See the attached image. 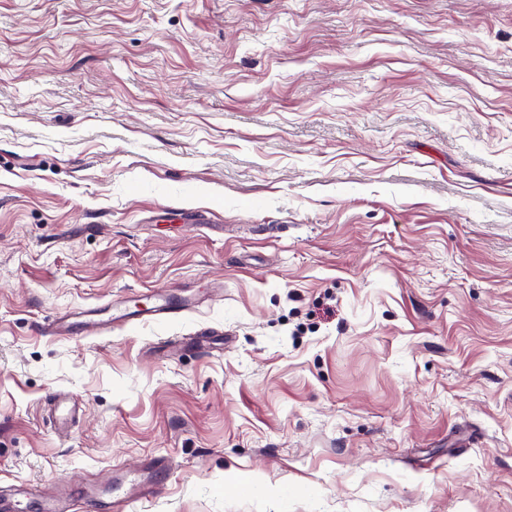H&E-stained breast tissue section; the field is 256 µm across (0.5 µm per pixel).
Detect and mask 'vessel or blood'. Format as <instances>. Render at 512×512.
I'll return each instance as SVG.
<instances>
[{
	"mask_svg": "<svg viewBox=\"0 0 512 512\" xmlns=\"http://www.w3.org/2000/svg\"><path fill=\"white\" fill-rule=\"evenodd\" d=\"M191 308L189 302L165 295L144 297L141 306L124 307L101 318L97 308L86 307L73 314H60L49 320L45 330L59 337H89L109 333L113 322L136 327L145 321H169L182 317ZM44 408L56 434L69 435L84 413L83 401L65 389L55 390L44 402ZM171 461L165 456L142 460L136 467L114 471L111 489L86 485L71 491L64 481H57L47 493L28 492L27 498L40 512H131L135 504L153 498L169 473Z\"/></svg>",
	"mask_w": 512,
	"mask_h": 512,
	"instance_id": "1",
	"label": "vessel or blood"
}]
</instances>
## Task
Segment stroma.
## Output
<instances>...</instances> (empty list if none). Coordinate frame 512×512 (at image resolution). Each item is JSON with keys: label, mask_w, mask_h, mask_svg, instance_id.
Segmentation results:
<instances>
[{"label": "stroma", "mask_w": 512, "mask_h": 512, "mask_svg": "<svg viewBox=\"0 0 512 512\" xmlns=\"http://www.w3.org/2000/svg\"><path fill=\"white\" fill-rule=\"evenodd\" d=\"M131 289L195 307L42 331ZM158 454L133 512H512V0H0V486ZM44 408L54 432L58 435H69L75 422L84 414L83 401L65 389L55 390L44 401Z\"/></svg>", "instance_id": "1"}]
</instances>
